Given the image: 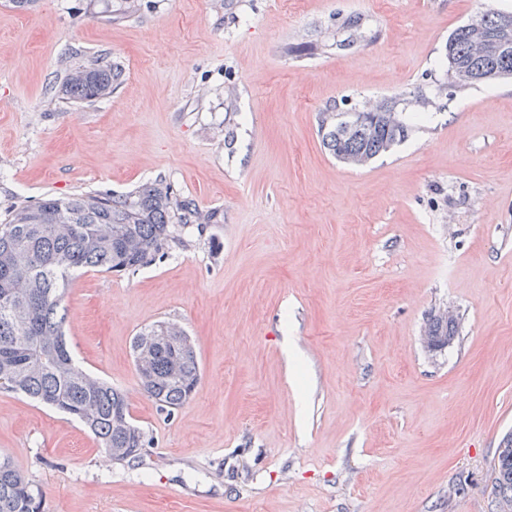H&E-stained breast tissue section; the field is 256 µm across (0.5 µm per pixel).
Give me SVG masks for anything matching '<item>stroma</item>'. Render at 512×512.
<instances>
[{
	"label": "stroma",
	"mask_w": 512,
	"mask_h": 512,
	"mask_svg": "<svg viewBox=\"0 0 512 512\" xmlns=\"http://www.w3.org/2000/svg\"><path fill=\"white\" fill-rule=\"evenodd\" d=\"M486 10L512 0H0V220L158 180L213 216L188 248L87 271L64 299L79 367L150 440L139 461L0 389V456L45 512H496L512 78L435 94L450 33ZM102 57L111 93L71 103L65 70ZM390 99L403 142L363 167L325 149L320 113ZM444 309L457 337L428 351ZM158 321L187 331L200 372L169 413L131 348Z\"/></svg>",
	"instance_id": "1"
}]
</instances>
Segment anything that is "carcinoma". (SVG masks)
<instances>
[{
	"label": "carcinoma",
	"mask_w": 512,
	"mask_h": 512,
	"mask_svg": "<svg viewBox=\"0 0 512 512\" xmlns=\"http://www.w3.org/2000/svg\"><path fill=\"white\" fill-rule=\"evenodd\" d=\"M471 32L458 27L448 38V83L462 89L456 72L476 67ZM121 74L117 65L96 62L69 72L64 93L73 102L108 95ZM394 101L383 109L323 112L324 146L342 162L374 159L408 135L397 120ZM189 201L161 183H147L122 197L94 193L59 198L47 195L13 209L0 222V388L78 419L115 463L141 457L145 432L129 420L125 395L105 380L80 369L64 332V298L73 278L86 270L134 273L172 246H188L185 229L209 224ZM456 320L436 314L421 342L430 351L455 339ZM133 352L144 391L160 410L183 406L199 383L195 347L186 332L158 322L142 329ZM496 505L512 503V433L497 449ZM0 512H44L43 495L7 458L0 460Z\"/></svg>",
	"instance_id": "carcinoma-1"
}]
</instances>
